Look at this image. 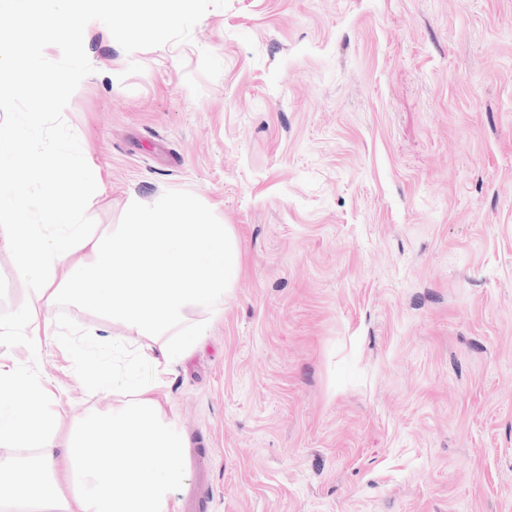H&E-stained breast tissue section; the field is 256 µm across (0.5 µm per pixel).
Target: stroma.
I'll return each mask as SVG.
<instances>
[{"mask_svg": "<svg viewBox=\"0 0 512 512\" xmlns=\"http://www.w3.org/2000/svg\"><path fill=\"white\" fill-rule=\"evenodd\" d=\"M84 47L95 223L183 190L241 256L168 377L180 512H512V0H229ZM35 365L64 425L115 401Z\"/></svg>", "mask_w": 512, "mask_h": 512, "instance_id": "35a3bbf8", "label": "stroma"}]
</instances>
